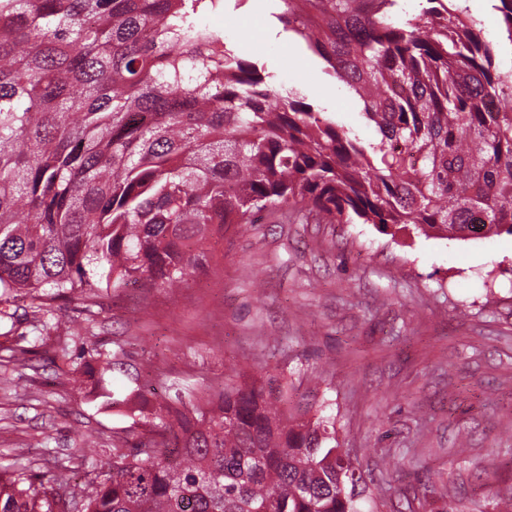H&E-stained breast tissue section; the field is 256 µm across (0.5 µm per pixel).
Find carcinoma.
Returning a JSON list of instances; mask_svg holds the SVG:
<instances>
[{
  "mask_svg": "<svg viewBox=\"0 0 512 512\" xmlns=\"http://www.w3.org/2000/svg\"><path fill=\"white\" fill-rule=\"evenodd\" d=\"M223 0H0V297L180 288L266 209L512 235V70L453 0H279L363 105L365 144L204 24ZM68 362L81 385L100 348ZM266 374L129 406L84 512H356L335 422ZM68 469L0 474V512H68Z\"/></svg>",
  "mask_w": 512,
  "mask_h": 512,
  "instance_id": "cac0c4a2",
  "label": "carcinoma"
}]
</instances>
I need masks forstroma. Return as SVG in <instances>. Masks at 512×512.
I'll use <instances>...</instances> for the list:
<instances>
[{
  "label": "stroma",
  "instance_id": "1",
  "mask_svg": "<svg viewBox=\"0 0 512 512\" xmlns=\"http://www.w3.org/2000/svg\"><path fill=\"white\" fill-rule=\"evenodd\" d=\"M275 0H226L205 22L366 143L377 141L354 95L321 58L285 31ZM470 16L512 69L493 0ZM41 327L14 303L0 336V466L33 475L71 468L88 488L86 441L105 448L127 426L119 409L71 381L61 352L99 347L125 370L107 391L134 383L173 390L218 385L266 365L298 389V406L336 418V437L367 486L361 512H497L512 492V235L445 239L414 228L325 224L264 210L214 245L177 300L149 283L97 294L91 306L57 300ZM35 343L15 360L10 347Z\"/></svg>",
  "mask_w": 512,
  "mask_h": 512
}]
</instances>
